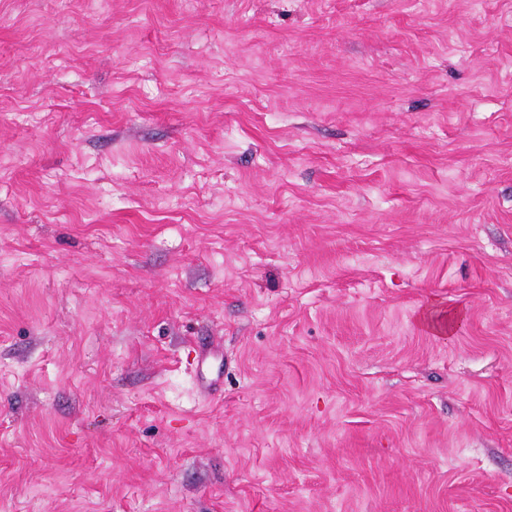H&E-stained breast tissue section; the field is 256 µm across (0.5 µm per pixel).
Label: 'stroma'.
<instances>
[{"mask_svg": "<svg viewBox=\"0 0 512 512\" xmlns=\"http://www.w3.org/2000/svg\"><path fill=\"white\" fill-rule=\"evenodd\" d=\"M0 512H512V0H0Z\"/></svg>", "mask_w": 512, "mask_h": 512, "instance_id": "stroma-1", "label": "stroma"}]
</instances>
